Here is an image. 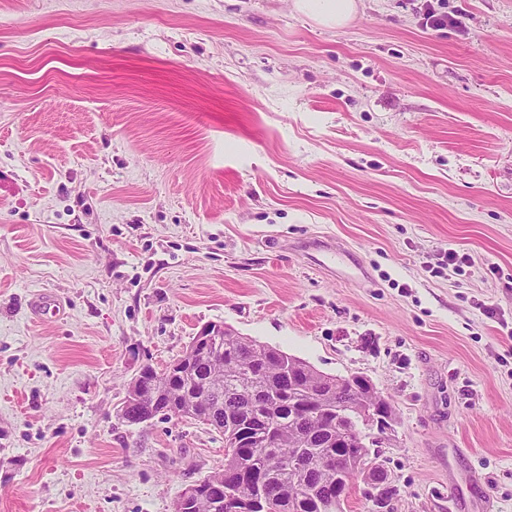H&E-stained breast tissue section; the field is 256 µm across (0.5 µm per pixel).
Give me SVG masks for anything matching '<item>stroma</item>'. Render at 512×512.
I'll use <instances>...</instances> for the list:
<instances>
[{
	"label": "stroma",
	"mask_w": 512,
	"mask_h": 512,
	"mask_svg": "<svg viewBox=\"0 0 512 512\" xmlns=\"http://www.w3.org/2000/svg\"><path fill=\"white\" fill-rule=\"evenodd\" d=\"M426 5L0 0V512H174L223 468L120 415L209 324L388 398L396 493L344 512H512V0ZM300 13L326 26H342L356 13L357 0H294Z\"/></svg>",
	"instance_id": "1"
}]
</instances>
